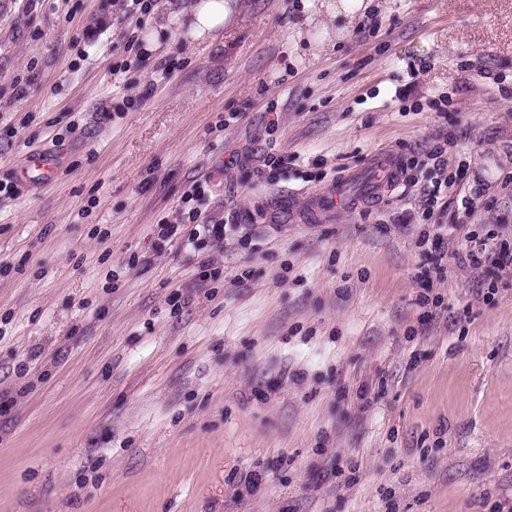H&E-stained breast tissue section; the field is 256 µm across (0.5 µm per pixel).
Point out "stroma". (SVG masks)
Returning <instances> with one entry per match:
<instances>
[{"mask_svg":"<svg viewBox=\"0 0 512 512\" xmlns=\"http://www.w3.org/2000/svg\"><path fill=\"white\" fill-rule=\"evenodd\" d=\"M175 2L0 0V183L64 155L0 196V512H385L390 489L397 512H491L512 498V265L463 256L469 231L512 244V0H231L200 39ZM381 152L416 162L383 199L279 207ZM269 153L287 174L250 175ZM62 164V156L56 152L41 151L32 159L28 160L21 170V180L31 182L28 178L27 171L31 166L34 170L39 172L40 179L44 182L50 180L54 173L60 168ZM438 232L434 233V241L432 242L433 248L430 252H426L427 267L424 266L421 271L420 277L431 278V273L435 272L437 276L443 275L447 271V258L445 249H442L444 236L441 234L443 224L436 225Z\"/></svg>","mask_w":512,"mask_h":512,"instance_id":"35a3bbf8","label":"stroma"}]
</instances>
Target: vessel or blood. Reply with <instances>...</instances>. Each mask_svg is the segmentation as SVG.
I'll return each mask as SVG.
<instances>
[{
    "label": "vessel or blood",
    "instance_id": "obj_1",
    "mask_svg": "<svg viewBox=\"0 0 512 512\" xmlns=\"http://www.w3.org/2000/svg\"><path fill=\"white\" fill-rule=\"evenodd\" d=\"M62 157L50 151H41L31 160L41 180H50L60 168ZM400 177V160L388 153L370 159L363 167L348 171L319 194L308 200L310 215L319 217L344 209H360L368 200L388 194Z\"/></svg>",
    "mask_w": 512,
    "mask_h": 512
}]
</instances>
